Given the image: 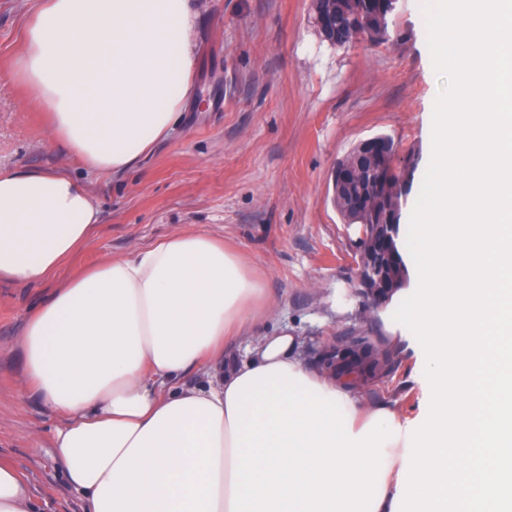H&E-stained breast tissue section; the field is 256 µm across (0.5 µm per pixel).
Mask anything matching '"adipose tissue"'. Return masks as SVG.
<instances>
[{"label":"adipose tissue","instance_id":"adipose-tissue-1","mask_svg":"<svg viewBox=\"0 0 512 512\" xmlns=\"http://www.w3.org/2000/svg\"><path fill=\"white\" fill-rule=\"evenodd\" d=\"M199 18L192 0H37L9 80L47 110L53 144L120 175L193 98ZM426 45L464 94L430 118L412 282L379 311L432 379L420 428L362 407L299 337L255 335L263 279L208 232L57 281L96 231L91 193L0 167V278L50 286L18 338L17 397L57 417L84 512H512V0H437ZM0 512L54 505L0 460Z\"/></svg>","mask_w":512,"mask_h":512}]
</instances>
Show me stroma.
I'll return each instance as SVG.
<instances>
[{"label":"stroma","instance_id":"stroma-1","mask_svg":"<svg viewBox=\"0 0 512 512\" xmlns=\"http://www.w3.org/2000/svg\"><path fill=\"white\" fill-rule=\"evenodd\" d=\"M424 2L398 0L383 42L337 47L321 38L311 0H197L194 97L167 140L134 171L111 176L71 163L52 144L42 109L7 83L35 0H0V167L67 172L100 211L90 244L59 279L155 238L205 230L259 270L273 303L263 332L302 337L306 360L355 336L379 343L376 308L357 292L358 228L337 212L331 175L358 141L387 135L397 166L411 174L408 197L423 188L427 121L452 78L426 54ZM46 292L0 280V459L58 512H81L50 449L57 418L15 395V339ZM390 360L355 394L424 421L427 380L413 351L391 350ZM36 442L42 452H33Z\"/></svg>","mask_w":512,"mask_h":512}]
</instances>
